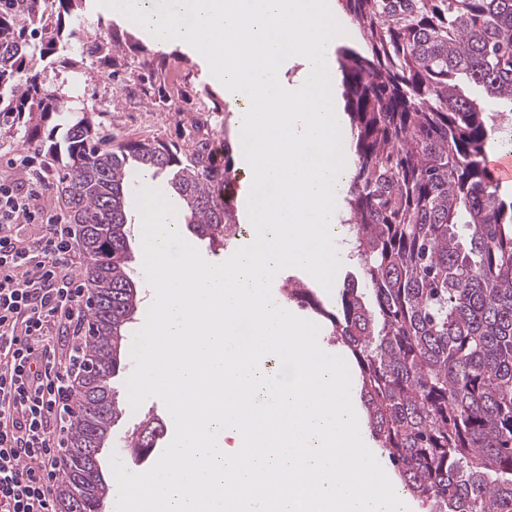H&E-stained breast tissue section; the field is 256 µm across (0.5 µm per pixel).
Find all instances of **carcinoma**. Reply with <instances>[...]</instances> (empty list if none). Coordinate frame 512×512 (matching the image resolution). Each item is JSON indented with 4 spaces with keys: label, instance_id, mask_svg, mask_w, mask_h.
Listing matches in <instances>:
<instances>
[{
    "label": "carcinoma",
    "instance_id": "obj_1",
    "mask_svg": "<svg viewBox=\"0 0 512 512\" xmlns=\"http://www.w3.org/2000/svg\"><path fill=\"white\" fill-rule=\"evenodd\" d=\"M80 0L0 6V134L22 127L54 173L79 228L93 284L58 501L85 512L112 485L80 447L110 442L118 415L110 380L124 368L137 310L126 197L147 170L166 171L187 228L219 251L235 236L229 140L191 118L187 149L112 135L86 116L52 140L67 96L45 82L62 47L112 73L116 33L89 39L65 18ZM358 29L341 49L344 111L354 154L346 192L347 259L363 287L343 283L336 310L286 285L288 301L329 324L347 348L373 440L424 512H512V194L484 164L512 116V0H341Z\"/></svg>",
    "mask_w": 512,
    "mask_h": 512
}]
</instances>
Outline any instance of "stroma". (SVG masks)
<instances>
[{"label":"stroma","mask_w":512,"mask_h":512,"mask_svg":"<svg viewBox=\"0 0 512 512\" xmlns=\"http://www.w3.org/2000/svg\"><path fill=\"white\" fill-rule=\"evenodd\" d=\"M79 24L84 34L107 37L111 34L132 36L142 41V34L133 31L129 25L104 16L96 0H83L79 13ZM155 57L178 58L182 61L180 93L176 102L163 107L139 104L131 100L126 88L139 72V59L128 56V69L118 76L76 75L74 69L60 65L46 69L48 81L63 85L68 91L66 110L70 118L78 119L90 115L93 122L109 127L112 136L118 140L161 139L184 142L188 129L179 122V111L208 112L215 102L223 101L224 87L208 71L202 55L187 48L169 51L154 49ZM98 104V112H89L90 104ZM133 361H126L125 369L113 378L111 385L116 393L115 401L121 414L112 429V441L104 450L102 469L106 480H113L111 459L119 457L129 471L141 473L151 468L154 457H144L128 448L126 441L133 433L139 432L148 423L157 422L163 427L157 446L165 448L172 441L174 428L168 420V411L160 399L146 400L139 408H131L127 398L126 380L133 369Z\"/></svg>","instance_id":"35a3bbf8"}]
</instances>
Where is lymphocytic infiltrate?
<instances>
[{"mask_svg": "<svg viewBox=\"0 0 512 512\" xmlns=\"http://www.w3.org/2000/svg\"><path fill=\"white\" fill-rule=\"evenodd\" d=\"M44 187L37 178L24 193L0 184V512H54L64 448L56 433L67 428L79 377L76 232L38 207ZM21 224L40 235L20 238Z\"/></svg>", "mask_w": 512, "mask_h": 512, "instance_id": "1", "label": "lymphocytic infiltrate"}]
</instances>
